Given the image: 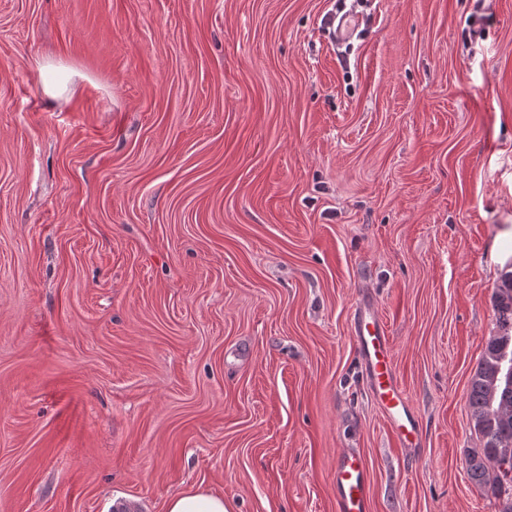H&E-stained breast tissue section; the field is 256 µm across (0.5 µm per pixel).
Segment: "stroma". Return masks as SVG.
<instances>
[{
    "mask_svg": "<svg viewBox=\"0 0 512 512\" xmlns=\"http://www.w3.org/2000/svg\"><path fill=\"white\" fill-rule=\"evenodd\" d=\"M335 9L0 0V512H336L348 448L370 512H497L466 395L512 262V0H366L344 45ZM351 335L363 377L389 422L396 444L416 452L422 441L418 415L399 383L391 360L389 331L373 297L366 295L356 305ZM224 498L211 492L194 490L173 495L166 507V512H229Z\"/></svg>",
    "mask_w": 512,
    "mask_h": 512,
    "instance_id": "obj_1",
    "label": "stroma"
}]
</instances>
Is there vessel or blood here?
<instances>
[{
    "instance_id": "1",
    "label": "vessel or blood",
    "mask_w": 512,
    "mask_h": 512,
    "mask_svg": "<svg viewBox=\"0 0 512 512\" xmlns=\"http://www.w3.org/2000/svg\"><path fill=\"white\" fill-rule=\"evenodd\" d=\"M351 335L363 377L389 422L396 444L419 450L422 434L418 415L399 383L391 360L389 331L373 297L364 296L356 305ZM331 482L336 512H369L368 468L359 452L348 450L337 457Z\"/></svg>"
}]
</instances>
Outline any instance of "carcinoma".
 Instances as JSON below:
<instances>
[{
  "mask_svg": "<svg viewBox=\"0 0 512 512\" xmlns=\"http://www.w3.org/2000/svg\"><path fill=\"white\" fill-rule=\"evenodd\" d=\"M498 333L491 337L470 380L467 402L482 448L465 459L472 481L492 487L498 512H512V271L505 270L493 294Z\"/></svg>",
  "mask_w": 512,
  "mask_h": 512,
  "instance_id": "cac0c4a2",
  "label": "carcinoma"
}]
</instances>
